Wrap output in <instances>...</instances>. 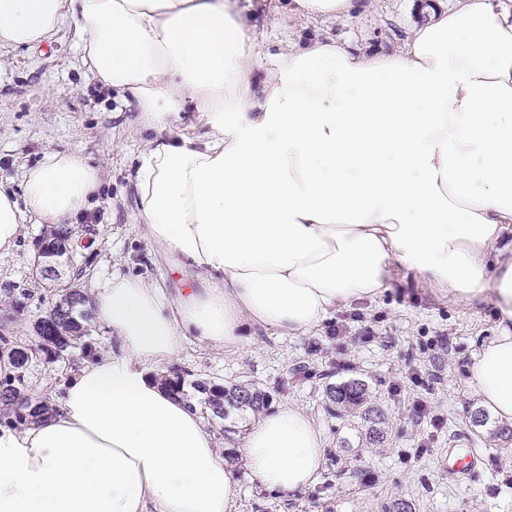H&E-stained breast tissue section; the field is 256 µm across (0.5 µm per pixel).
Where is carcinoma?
<instances>
[{
    "label": "carcinoma",
    "instance_id": "obj_1",
    "mask_svg": "<svg viewBox=\"0 0 512 512\" xmlns=\"http://www.w3.org/2000/svg\"><path fill=\"white\" fill-rule=\"evenodd\" d=\"M73 228L44 227L37 245H54L62 240L72 241ZM7 298L14 299L13 316L0 322V347H17L20 352L0 354V424L23 426L39 420L54 409L55 397L60 395L59 381L39 382L29 375L34 363L48 367L71 357L76 350L81 358L95 355L92 317L89 309L76 308L72 301L57 304L51 301L33 327L34 335L25 339L18 336L12 327L14 318L21 315L27 305L15 296H26L12 286L0 290ZM187 372L173 367L169 375L163 378L165 387L176 396H187V388L200 394L199 404L203 413L213 421H222L228 409L247 408L255 413L262 411L268 404L269 395L256 387L246 385L226 386L219 380H195L187 382ZM34 390L39 399L34 406L24 405L19 395ZM329 402L344 409L364 408V416L374 413L367 406L365 384L354 380L342 386L329 388Z\"/></svg>",
    "mask_w": 512,
    "mask_h": 512
}]
</instances>
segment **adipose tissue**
Masks as SVG:
<instances>
[{
	"mask_svg": "<svg viewBox=\"0 0 512 512\" xmlns=\"http://www.w3.org/2000/svg\"><path fill=\"white\" fill-rule=\"evenodd\" d=\"M366 0H283L291 19H355ZM96 79L133 94L154 136L139 156L144 239L192 279L171 297L118 276L93 291L112 354L83 361L56 409L0 426V512H234L238 481L200 406L150 375L185 337L236 349L247 329L313 332L379 297L395 269L471 306L497 334L472 367L482 407L512 425V0H433L401 44L309 35L263 79L236 0H0V48L33 47L67 17ZM193 111H185V104ZM100 173L47 152L21 191L0 182V255L26 219L61 226ZM324 439L301 407L263 414L241 454L265 490L314 483Z\"/></svg>",
	"mask_w": 512,
	"mask_h": 512,
	"instance_id": "ef3b65f1",
	"label": "adipose tissue"
}]
</instances>
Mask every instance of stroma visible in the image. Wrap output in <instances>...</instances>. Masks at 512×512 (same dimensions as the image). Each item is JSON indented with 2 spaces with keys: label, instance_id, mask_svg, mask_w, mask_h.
<instances>
[{
  "label": "stroma",
  "instance_id": "1",
  "mask_svg": "<svg viewBox=\"0 0 512 512\" xmlns=\"http://www.w3.org/2000/svg\"><path fill=\"white\" fill-rule=\"evenodd\" d=\"M251 2L246 16L262 45L253 61L258 79L298 35L389 49L417 19L412 0H373L354 20L298 21L277 14L275 0ZM151 137L139 125L133 95L101 84L83 66L74 20L39 45L0 50V181L21 189L27 169L49 151H81L101 172L92 206L74 219L91 227L77 247L76 266L60 265L54 282L36 275L38 224L25 225L18 249L0 256V285L30 292L14 324L19 335L32 334L43 299L73 280L89 291L114 275L134 274L174 297L187 290L177 259L158 255L141 235L134 173ZM496 323L491 303L459 306L400 272L376 300L336 310L314 333L261 329L231 350L189 336L174 364L198 379L255 384L270 394L271 405L302 407L323 433L324 462L315 482L286 501L264 491L237 452L256 415L231 411L217 439L228 446L239 475L238 512H397L404 505L411 512H512V440L498 435L495 419L472 422L478 404L471 367ZM299 365L305 373H296ZM353 380L364 381L369 404L382 413L383 443H370L360 412L329 411L328 387ZM461 442L484 455L485 467L452 482L441 461Z\"/></svg>",
  "mask_w": 512,
  "mask_h": 512
}]
</instances>
